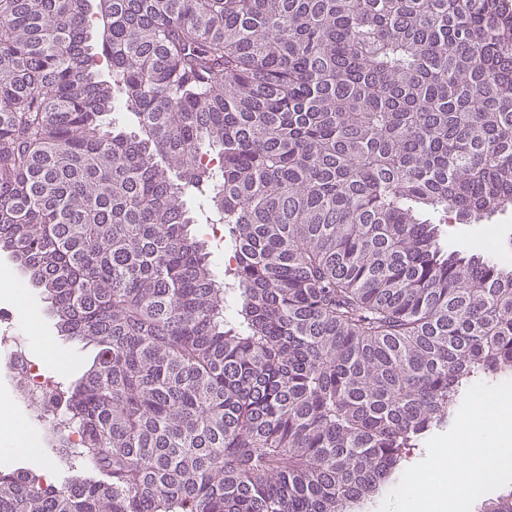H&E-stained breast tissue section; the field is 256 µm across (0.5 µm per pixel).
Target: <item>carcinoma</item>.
Masks as SVG:
<instances>
[{
  "label": "carcinoma",
  "mask_w": 512,
  "mask_h": 512,
  "mask_svg": "<svg viewBox=\"0 0 512 512\" xmlns=\"http://www.w3.org/2000/svg\"><path fill=\"white\" fill-rule=\"evenodd\" d=\"M511 206L512 0H0V251L94 351L0 512L379 499L512 376V266L445 243ZM203 227V229L205 230L206 233H208V236H209V239L211 241V244H212V247H213V254H212V258H213V263H214V266H215V269L216 271L221 274L224 272V266H226V264L224 265V243H223V240H224V237L220 240V237L221 236H224V226L223 225H214V229H212V224H201L199 225V228L200 227ZM214 231V232H213ZM220 240V243H221V247L218 245V249H216V244H218Z\"/></svg>",
  "instance_id": "1"
}]
</instances>
